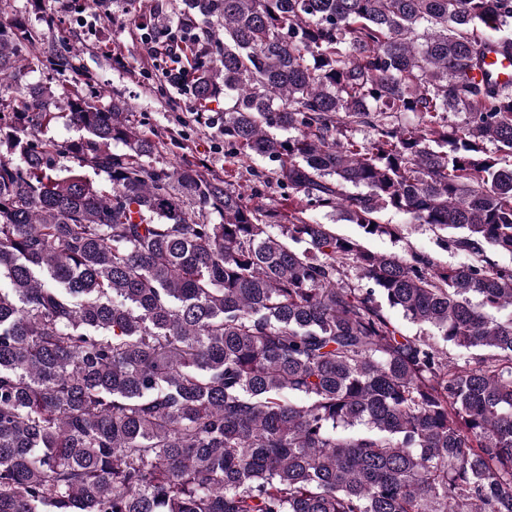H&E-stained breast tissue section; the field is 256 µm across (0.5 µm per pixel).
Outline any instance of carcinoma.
I'll use <instances>...</instances> for the list:
<instances>
[{
    "label": "carcinoma",
    "mask_w": 512,
    "mask_h": 512,
    "mask_svg": "<svg viewBox=\"0 0 512 512\" xmlns=\"http://www.w3.org/2000/svg\"><path fill=\"white\" fill-rule=\"evenodd\" d=\"M112 4L182 47L163 76L224 154L273 168L161 164L128 99L78 86L81 135L42 138L57 91L18 85L39 35L0 21V512H512V82L486 63L512 0ZM274 187L295 204H254ZM337 211L467 261L312 219ZM313 217L321 224H334L336 231L341 235L361 239L364 246L374 252H394L406 257L412 251L425 252L444 265H457L467 260L462 253L445 248L438 237L439 234L431 231L426 224H407L406 216L401 213L385 212L382 216V223L402 225L404 229L402 239L386 235L363 237L358 225L351 224L339 215L315 213Z\"/></svg>",
    "instance_id": "obj_1"
}]
</instances>
